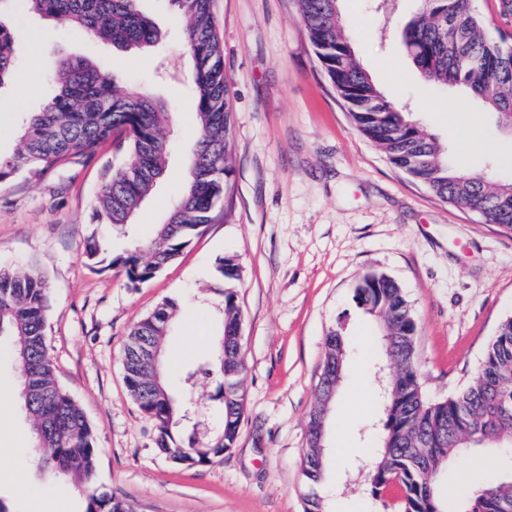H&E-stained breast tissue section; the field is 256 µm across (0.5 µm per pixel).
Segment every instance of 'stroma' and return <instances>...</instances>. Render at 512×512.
<instances>
[{
    "label": "stroma",
    "instance_id": "1",
    "mask_svg": "<svg viewBox=\"0 0 512 512\" xmlns=\"http://www.w3.org/2000/svg\"><path fill=\"white\" fill-rule=\"evenodd\" d=\"M162 33L153 55L120 52L36 15L10 26L16 68L0 91V154L16 148L21 115L38 111L63 56L112 70L119 86H142L163 102L175 129L169 166L133 217L147 240L183 188L195 115L182 20L167 0H139ZM418 0H340L344 34L389 101L403 102L456 166L512 180V128L475 99L423 83L401 40ZM232 107L229 191L212 221L151 281L90 265L83 253L92 206L113 166L112 144L42 176L0 185V267L37 263L51 292L47 337L58 382L97 433V483L136 512H304L308 423L330 329L342 327L347 372L326 423L324 502L347 512H394L401 492L372 498L359 482L375 460L378 431L370 339L374 321L351 302L363 275L380 272L403 288L416 317L415 357L428 399L468 386L500 322L512 316V232L437 198L359 133L322 67L297 0H212ZM237 256L242 309L245 414L234 448L188 467L155 447L152 421L127 388L123 346L134 323L164 300L179 309L167 341L172 393L188 398L182 439L215 436L224 379L182 375L215 361L223 333L219 258ZM30 420L19 402L0 414V505L6 512H85V492L40 469ZM500 451L473 448L449 464L439 486L493 480ZM27 483L35 498L17 497Z\"/></svg>",
    "mask_w": 512,
    "mask_h": 512
}]
</instances>
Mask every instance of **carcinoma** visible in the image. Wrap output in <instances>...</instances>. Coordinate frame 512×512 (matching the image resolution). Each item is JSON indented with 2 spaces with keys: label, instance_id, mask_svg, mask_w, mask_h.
Here are the masks:
<instances>
[{
  "label": "carcinoma",
  "instance_id": "obj_1",
  "mask_svg": "<svg viewBox=\"0 0 512 512\" xmlns=\"http://www.w3.org/2000/svg\"><path fill=\"white\" fill-rule=\"evenodd\" d=\"M17 16L35 13L83 36L100 38L118 51L147 54L161 38L139 0H14ZM184 19L183 43L193 63L197 139L189 176L179 199L143 245L115 251L108 236L93 232L84 240L86 259L102 268L121 267L135 286L146 283L210 223L223 200L232 170L228 165L232 107L220 36L211 0H170ZM300 16L328 77L347 103L356 129L382 146L391 162L424 184L444 202L477 213L485 223L512 231V181H494L482 172L456 168L436 139L410 113L386 100L370 73L355 58L341 33L337 0H298ZM406 52L422 81L468 92L512 127V44L495 40L474 0H419L417 12L401 32ZM9 28L0 23V87L14 74ZM50 92L39 112L20 127L19 147L0 155V184L25 172L45 174L72 158L89 159L111 139L123 151L96 196L93 221L112 232L131 226V218L166 173L171 113L145 91L120 88L112 73L78 57H63L49 76ZM224 279V331L241 321L232 282L240 277L234 256L218 260ZM49 285L39 268L24 272L0 268V337L19 374L17 397L31 418L40 466L71 478L88 490L86 512H133L96 483L97 436L82 409L56 381L46 337ZM355 308L373 317L387 365L396 369L380 390L381 430L376 458L368 472L369 494L378 498L392 484L402 496L399 512H448L439 483L448 462L476 447L512 446V317L505 318L488 344L471 384L441 401L421 389L415 359V315L402 288L385 274L363 276L353 288ZM178 304L163 302L130 329L124 350L126 385L141 411L156 425L157 449L194 466L234 447L244 410V359L224 378L222 434L183 445L177 436L183 403L165 384L149 389L142 350L164 346ZM327 362L345 364L343 333L326 337ZM310 482L305 512H323L315 487L324 474L321 449L310 445L302 463ZM459 512H512V463L501 478L466 491Z\"/></svg>",
  "mask_w": 512,
  "mask_h": 512
}]
</instances>
